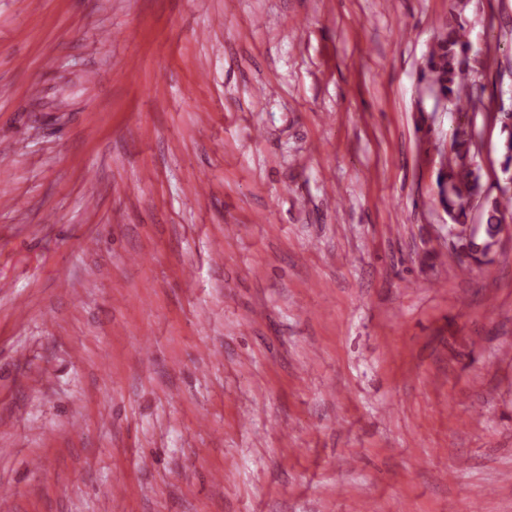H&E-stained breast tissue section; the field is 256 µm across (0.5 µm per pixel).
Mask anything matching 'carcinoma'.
I'll return each mask as SVG.
<instances>
[{"label": "carcinoma", "mask_w": 512, "mask_h": 512, "mask_svg": "<svg viewBox=\"0 0 512 512\" xmlns=\"http://www.w3.org/2000/svg\"><path fill=\"white\" fill-rule=\"evenodd\" d=\"M467 0H452L448 32L437 39L429 58L424 78L437 96L448 100L454 111L463 114L477 96L467 82L472 46L467 39L461 15ZM501 170L512 180V112L500 113ZM475 141L470 125L457 119L452 129L445 169L438 173L440 203L455 225L468 224L473 203L480 204L485 223L480 225L481 240L476 233L461 236L455 246L472 257L486 256L501 243L505 215L512 216V194L492 197L482 182L475 161Z\"/></svg>", "instance_id": "cac0c4a2"}]
</instances>
